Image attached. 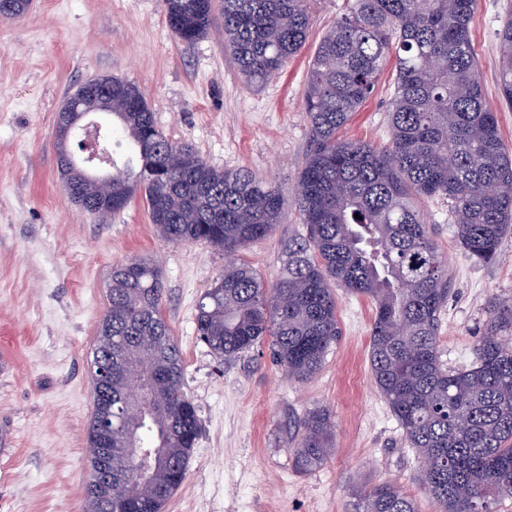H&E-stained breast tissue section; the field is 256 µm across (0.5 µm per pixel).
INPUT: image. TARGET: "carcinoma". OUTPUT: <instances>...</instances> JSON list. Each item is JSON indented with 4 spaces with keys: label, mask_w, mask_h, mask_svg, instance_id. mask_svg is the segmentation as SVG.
Here are the masks:
<instances>
[{
    "label": "carcinoma",
    "mask_w": 512,
    "mask_h": 512,
    "mask_svg": "<svg viewBox=\"0 0 512 512\" xmlns=\"http://www.w3.org/2000/svg\"><path fill=\"white\" fill-rule=\"evenodd\" d=\"M315 0H162L173 35L191 44L215 26L238 74L259 85L305 44ZM475 0H352L321 37L311 61L305 112L311 145L295 199L307 239L288 246L279 277L265 282L239 254L267 237L285 205L282 190L247 168L219 170L157 128L134 84L112 78L109 136L133 158L112 164V205L141 193L156 231L172 242H205L234 254L200 297L196 333L224 360L269 343L288 377L304 381L340 336L334 288L374 307V383L422 465L419 481L440 512H496L512 498V298L488 308L473 361L448 370L439 357L448 271L416 206L448 204L465 256L499 259L512 234V151L483 98L469 24ZM499 81L512 106V16L498 31ZM396 76L389 143L341 139L370 97L390 55ZM359 217H354V214ZM162 271L150 259L112 268L109 326L101 357L112 354V500L86 493L88 512H164L186 478L199 439L197 406L183 386L180 347L162 314ZM147 376L144 402L120 406L128 385ZM326 410L308 413L292 450L297 472L334 452ZM135 431L158 456L134 460ZM357 512H417L414 499L384 481L354 488Z\"/></svg>",
    "instance_id": "carcinoma-1"
}]
</instances>
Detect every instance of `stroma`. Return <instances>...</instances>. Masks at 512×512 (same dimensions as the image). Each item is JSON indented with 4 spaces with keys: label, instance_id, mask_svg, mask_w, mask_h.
<instances>
[{
    "label": "stroma",
    "instance_id": "obj_1",
    "mask_svg": "<svg viewBox=\"0 0 512 512\" xmlns=\"http://www.w3.org/2000/svg\"><path fill=\"white\" fill-rule=\"evenodd\" d=\"M346 5L318 0L305 45L255 87L242 82L219 29L191 45L175 39L161 0H32L21 16L0 20V512H85L89 363L112 267L132 258L161 267L163 314L201 422L186 479L164 512H353V487L384 480L406 489L419 512H438L373 381L369 300L337 290L341 334L306 381L288 379L265 347L218 358L198 340L195 317L202 292L224 270L223 252L159 237L138 196L108 216L81 212L58 168L57 114L79 84L101 76L134 83L170 141L191 145L215 168H248L281 187L280 223L242 253L274 281L289 242L306 234L293 196L310 147L309 63ZM511 13L512 0H476L471 22L483 96L510 146L496 31ZM394 74L387 64L344 137L386 143ZM420 207L451 282L441 361L458 369L473 359L490 299L512 297V238L499 262L467 258L447 204L425 199ZM317 407L332 415L336 447L300 474L289 450Z\"/></svg>",
    "mask_w": 512,
    "mask_h": 512
}]
</instances>
